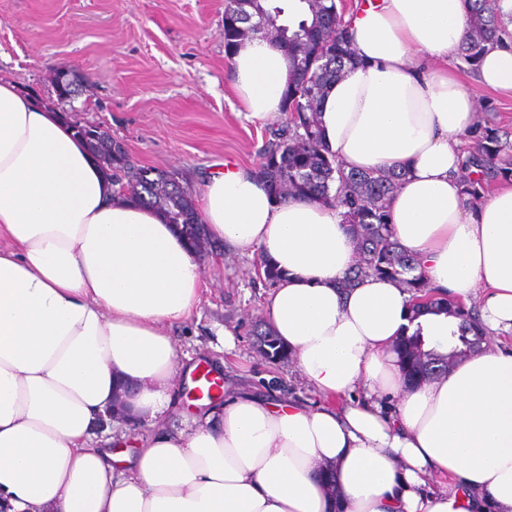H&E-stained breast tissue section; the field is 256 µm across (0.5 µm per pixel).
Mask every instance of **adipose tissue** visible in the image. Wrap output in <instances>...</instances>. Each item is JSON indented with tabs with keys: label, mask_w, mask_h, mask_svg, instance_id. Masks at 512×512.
I'll use <instances>...</instances> for the list:
<instances>
[{
	"label": "adipose tissue",
	"mask_w": 512,
	"mask_h": 512,
	"mask_svg": "<svg viewBox=\"0 0 512 512\" xmlns=\"http://www.w3.org/2000/svg\"><path fill=\"white\" fill-rule=\"evenodd\" d=\"M360 63L320 104L345 168L403 170L391 230L440 296L477 303L488 336H512V186L478 206L460 181L480 120L450 63L464 0H364L345 16ZM235 88L259 120L282 114L288 61L242 41ZM482 85L512 92V49H490ZM70 121L0 77V505L9 512H512V349L482 348L408 387L391 348L421 331L444 352L456 325L413 317L397 282L341 289L356 247L331 203H276L247 170L203 186L211 239L282 271L265 319L312 399L228 387L186 427L112 452L102 415L120 385L146 421L174 409L182 364L169 327L200 303L203 266L173 225L113 197Z\"/></svg>",
	"instance_id": "1"
}]
</instances>
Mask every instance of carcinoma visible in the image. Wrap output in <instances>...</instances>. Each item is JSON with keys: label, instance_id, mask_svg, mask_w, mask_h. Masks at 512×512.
<instances>
[{"label": "carcinoma", "instance_id": "carcinoma-1", "mask_svg": "<svg viewBox=\"0 0 512 512\" xmlns=\"http://www.w3.org/2000/svg\"><path fill=\"white\" fill-rule=\"evenodd\" d=\"M311 5V19L297 26L280 24L284 9L274 0H228L224 7V50L232 56L246 38L258 34L249 18L259 15L265 25L282 30L287 36L277 41L288 59L289 78L284 94L287 129L276 135L261 154L253 170L255 177L277 202L288 199L334 203L354 237L359 258L353 275L341 287L352 288L364 277L398 281L411 294L412 315L444 311L459 320L448 337V352L423 349L421 336H402L394 344L407 386L429 381L448 367L482 346L485 333L476 312L456 302L436 296L422 275L420 261L405 253L391 231L390 202L403 181L394 170L348 171L324 143L319 123V106L327 85L355 63L344 7L336 0H300ZM466 31L458 50L459 58L470 66L479 63L490 48L501 44L506 30L501 23L500 0H465ZM101 163L107 177L117 186L116 196L161 211L171 224L181 225L189 247L198 253L211 246L206 227L198 220L195 199L174 174L154 169L144 175L143 167L129 163L124 143L100 132L85 139ZM502 144L488 136L476 149L481 166L498 170ZM259 350L276 364L288 360V352L268 328H257Z\"/></svg>", "mask_w": 512, "mask_h": 512}]
</instances>
